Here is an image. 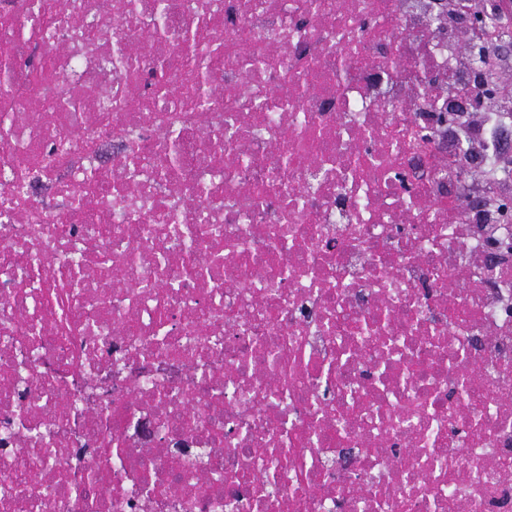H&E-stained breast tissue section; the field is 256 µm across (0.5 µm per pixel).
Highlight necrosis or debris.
<instances>
[{
    "mask_svg": "<svg viewBox=\"0 0 512 512\" xmlns=\"http://www.w3.org/2000/svg\"><path fill=\"white\" fill-rule=\"evenodd\" d=\"M79 2L165 80L71 72L81 12L49 45L38 0H0V46L55 74L0 87V172L64 131L63 192L86 137L118 147L83 219L0 186V512H512V225L473 222L454 139L414 138L421 82L464 55L446 0H165L161 34L136 0ZM175 126L181 169L152 175Z\"/></svg>",
    "mask_w": 512,
    "mask_h": 512,
    "instance_id": "1",
    "label": "necrosis or debris"
}]
</instances>
